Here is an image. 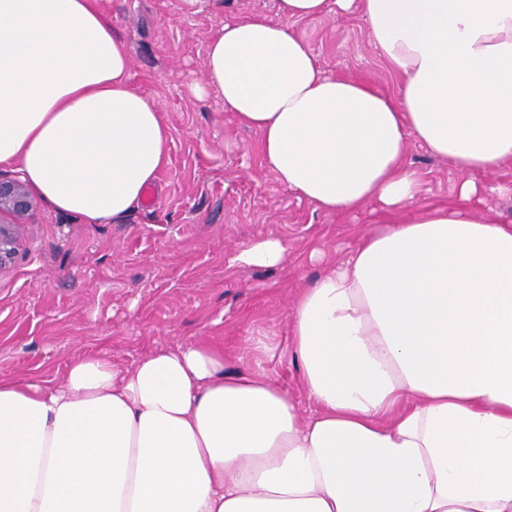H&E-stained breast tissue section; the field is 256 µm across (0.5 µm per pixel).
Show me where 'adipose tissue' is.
<instances>
[{"label": "adipose tissue", "mask_w": 512, "mask_h": 512, "mask_svg": "<svg viewBox=\"0 0 512 512\" xmlns=\"http://www.w3.org/2000/svg\"><path fill=\"white\" fill-rule=\"evenodd\" d=\"M225 22L205 85L262 134L264 166L327 214L370 210L348 258L299 289L294 353L313 415L222 348L53 387L0 377V512H512V225L484 175L512 164V0H277ZM360 13L393 93L326 75L291 24ZM95 0H0V167L55 211L123 219L169 162ZM416 140L460 175L420 204ZM409 220L400 215L408 207ZM237 262L284 268L277 238Z\"/></svg>", "instance_id": "1"}]
</instances>
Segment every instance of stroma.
<instances>
[{"instance_id": "35a3bbf8", "label": "stroma", "mask_w": 512, "mask_h": 512, "mask_svg": "<svg viewBox=\"0 0 512 512\" xmlns=\"http://www.w3.org/2000/svg\"><path fill=\"white\" fill-rule=\"evenodd\" d=\"M97 4L129 50L131 81L160 105L170 161L154 183V208L117 222L90 224L38 202L15 261L0 270V375L53 386L89 353L125 369L158 348L210 343L224 349L225 375H265L310 414L288 312L299 289L347 256L369 215H328L282 186L261 164L259 132L225 112L216 91H196L224 19L260 12L281 22L276 0H208L197 12L183 0ZM292 28L326 74L394 91L359 14L329 12ZM408 157L422 174V202L448 201L453 165L415 141ZM268 237L287 244V267L233 262L239 245ZM316 249L323 260L312 259Z\"/></svg>"}]
</instances>
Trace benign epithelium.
<instances>
[{
    "label": "benign epithelium",
    "mask_w": 512,
    "mask_h": 512,
    "mask_svg": "<svg viewBox=\"0 0 512 512\" xmlns=\"http://www.w3.org/2000/svg\"><path fill=\"white\" fill-rule=\"evenodd\" d=\"M35 207L29 186L20 176L0 173V270L16 257L25 220Z\"/></svg>",
    "instance_id": "obj_1"
}]
</instances>
